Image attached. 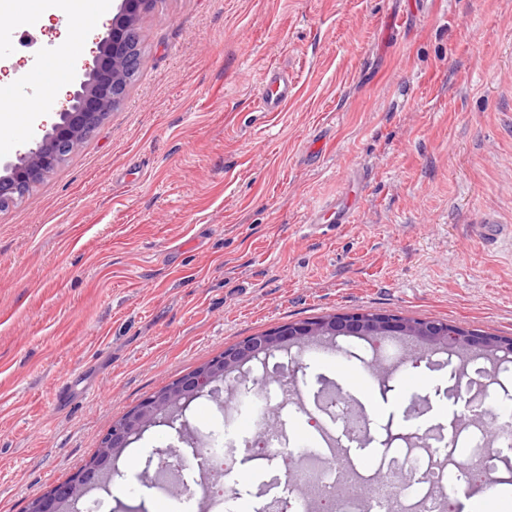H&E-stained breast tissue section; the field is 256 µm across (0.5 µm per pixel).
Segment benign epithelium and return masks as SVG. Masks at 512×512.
<instances>
[{"label": "benign epithelium", "mask_w": 512, "mask_h": 512, "mask_svg": "<svg viewBox=\"0 0 512 512\" xmlns=\"http://www.w3.org/2000/svg\"><path fill=\"white\" fill-rule=\"evenodd\" d=\"M155 0H120L117 12L101 37L96 39L92 65L68 94L67 105L57 112L40 141L15 162L0 163V211L25 194V188L52 173L76 153L94 128L125 99L130 87V53L137 49L141 17L153 9ZM356 337L360 339L403 338L431 348L454 346L479 348L487 353L512 355V339L474 333L442 320L420 322L393 314L353 313L334 315L312 322L290 323L271 331L248 336L194 371L156 392L141 406L112 425L103 439L100 453L74 479L66 480L35 498L31 512H58L67 502L79 500L98 472L112 466L130 441L159 420L173 425L189 405L218 383L252 361L265 362L290 346L303 347L319 339ZM181 421V420H179ZM186 421L176 429L184 436Z\"/></svg>", "instance_id": "obj_1"}]
</instances>
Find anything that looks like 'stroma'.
<instances>
[{
	"label": "stroma",
	"instance_id": "stroma-1",
	"mask_svg": "<svg viewBox=\"0 0 512 512\" xmlns=\"http://www.w3.org/2000/svg\"><path fill=\"white\" fill-rule=\"evenodd\" d=\"M64 19L10 18L0 81L50 61L77 84L90 53L58 46ZM125 100L17 204L0 211V512L76 473L114 421L247 336L364 311L438 319L512 337V0H158ZM296 95L263 113L268 68ZM350 224H315L347 187ZM323 355L268 360L293 377L264 430L233 379L223 406L185 412L189 433L234 446L233 498L202 512H253L273 498L301 512L283 455L319 417L363 476L392 458L411 477L512 446L478 419L512 418V358L336 338ZM341 385L367 420L351 441L324 398ZM159 425L131 444L109 486L112 512H180L143 480L146 464L190 453Z\"/></svg>",
	"mask_w": 512,
	"mask_h": 512
}]
</instances>
